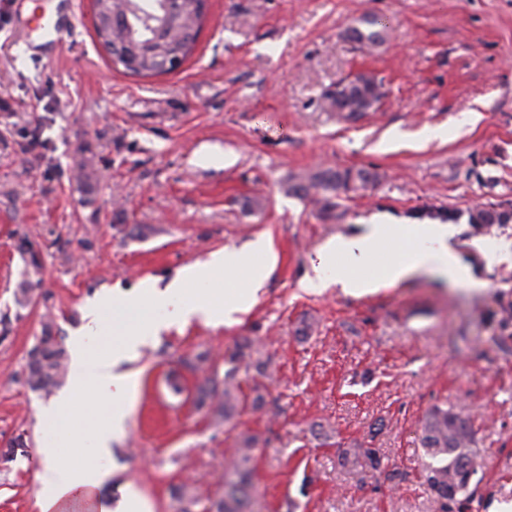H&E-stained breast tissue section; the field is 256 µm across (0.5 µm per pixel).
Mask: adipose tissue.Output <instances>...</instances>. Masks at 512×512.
<instances>
[{"label": "adipose tissue", "mask_w": 512, "mask_h": 512, "mask_svg": "<svg viewBox=\"0 0 512 512\" xmlns=\"http://www.w3.org/2000/svg\"><path fill=\"white\" fill-rule=\"evenodd\" d=\"M457 233L453 224L362 225L357 234L338 238L319 249L302 285L312 291L322 290L331 283L326 274L332 270L336 273L332 282L354 296L391 288L423 274L456 287L483 289L485 281L476 279L460 259L454 246ZM388 246L396 248V256L378 275H362L367 262ZM270 252L268 242L261 239L234 252L212 253L206 261L179 270L166 287L147 280L131 293L116 289L101 295L87 309V327L99 328L103 313L111 312L112 329L121 335L122 347L112 357L94 359L88 356L80 339H72L69 390L45 408L43 418L62 421L74 414L77 404L73 392L77 389L113 398L112 411L103 416L97 430V447L102 454H109L113 443L124 435L127 408L137 394L139 377L129 364L138 357L140 348L174 324L193 320L212 323L219 319L227 324L238 322L240 314L256 303L265 285L267 269L256 265L255 258ZM231 271L237 278L224 292L201 294L194 303L180 307L169 317L152 316V309ZM40 454L44 465L34 501L36 512H65L67 505L79 498L89 502L93 512H148L145 501L133 492L126 493L117 506L97 497V490L110 479V471L58 460L50 448L41 449Z\"/></svg>", "instance_id": "adipose-tissue-1"}]
</instances>
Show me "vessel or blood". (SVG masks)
<instances>
[{"label":"vessel or blood","mask_w":512,"mask_h":512,"mask_svg":"<svg viewBox=\"0 0 512 512\" xmlns=\"http://www.w3.org/2000/svg\"><path fill=\"white\" fill-rule=\"evenodd\" d=\"M74 17V0H57L52 9L47 0H31L28 13L18 15L17 28L32 48L59 47L72 34Z\"/></svg>","instance_id":"b4317fda"}]
</instances>
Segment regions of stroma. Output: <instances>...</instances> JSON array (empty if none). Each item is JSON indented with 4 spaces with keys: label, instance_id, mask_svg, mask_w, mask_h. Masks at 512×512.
I'll use <instances>...</instances> for the list:
<instances>
[{
    "label": "stroma",
    "instance_id": "1",
    "mask_svg": "<svg viewBox=\"0 0 512 512\" xmlns=\"http://www.w3.org/2000/svg\"><path fill=\"white\" fill-rule=\"evenodd\" d=\"M79 2L76 35L31 59L9 20L18 0H0V451L27 443L0 461V512H33L39 449L70 455L38 416L49 395L26 382L44 324L82 336L90 356L112 353L122 339L111 314L83 331L98 296L167 283L260 238L277 262L239 323L175 325L143 349L111 457L94 446L107 403L79 396L82 460L112 471L100 496L133 488L152 512H178L183 495L208 512L250 436L252 512H441L420 445L438 405L468 417L476 442L475 493L452 512L512 507V260L487 262L476 247L511 244L512 223L468 221L479 208L512 210V0H209L192 56L151 77L112 69L91 2ZM366 16L391 23L373 49L346 35ZM358 73L385 96L346 122L323 96ZM328 168L379 179L326 218L288 186ZM435 213L458 226V252L485 290L427 277L363 297L301 288L326 241L375 218ZM25 278L34 299L20 307ZM246 338L268 369H240L246 403L227 421L196 404L195 388L223 382ZM172 371L182 394L165 385ZM357 447L376 449L380 467L346 463Z\"/></svg>",
    "mask_w": 512,
    "mask_h": 512
}]
</instances>
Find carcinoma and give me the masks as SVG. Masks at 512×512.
Wrapping results in <instances>:
<instances>
[{
    "label": "carcinoma",
    "instance_id": "1",
    "mask_svg": "<svg viewBox=\"0 0 512 512\" xmlns=\"http://www.w3.org/2000/svg\"><path fill=\"white\" fill-rule=\"evenodd\" d=\"M166 0H93L94 30L100 44L112 47L110 55L122 52L125 57L115 68L135 75L152 76L167 73L165 64L169 53L179 50L182 59L194 52L195 41L205 16L207 0H172L169 11H164ZM365 27L347 31L350 39L367 47L384 42L388 26L367 17ZM383 96L382 83L366 75L340 83L336 91L326 97V106L345 120H356L372 110ZM377 173L368 169H325L316 172L289 187L299 196L320 195L318 202L329 214L337 204L333 198L363 190L375 183ZM512 211L478 209L469 213L471 224H507ZM252 342L244 340L229 357L230 367L224 371V392H219L216 381L208 379L197 386L200 403L216 405V412L226 419L238 413L239 400L234 392L238 362ZM66 351L61 337L47 322L36 345L29 353L26 381L35 390L51 392L63 377ZM473 430L468 418L460 413L434 407L421 425L420 444L428 457L424 480L443 509L457 502V496L468 490L476 474ZM253 440L240 442L238 456L224 472V497L215 504V512H248L247 503L252 487Z\"/></svg>",
    "mask_w": 512,
    "mask_h": 512
}]
</instances>
